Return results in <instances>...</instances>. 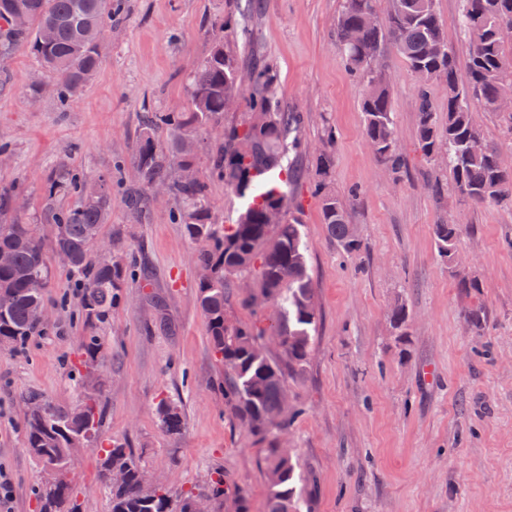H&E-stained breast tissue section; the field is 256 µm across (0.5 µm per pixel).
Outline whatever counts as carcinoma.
I'll return each mask as SVG.
<instances>
[{
    "instance_id": "carcinoma-1",
    "label": "carcinoma",
    "mask_w": 512,
    "mask_h": 512,
    "mask_svg": "<svg viewBox=\"0 0 512 512\" xmlns=\"http://www.w3.org/2000/svg\"><path fill=\"white\" fill-rule=\"evenodd\" d=\"M114 0H0V55L25 47L38 67L55 77L53 94L66 110L76 93L97 72L101 45L112 21ZM377 0H344L336 17V45L342 61L364 87L361 111L365 139L378 162L398 179L405 158L393 123L390 86L376 61L383 46L392 43L404 59L417 88L416 145L421 156L448 169L451 189L476 204L493 202L512 209V167L501 150L487 140L474 149L472 136L479 126L476 113H496L512 135V111L498 109L505 85L512 84V0H462L458 18L467 47V79L458 80L457 58L448 45L436 0H391L384 20L374 21ZM257 0H238L233 44L216 40L190 76L188 107L182 112H154L141 129L131 162L143 186L125 197L137 218L154 203L152 188L164 185L167 195L181 201L176 214L188 239L197 245L195 261L207 276L199 278L197 300L206 319L209 344L224 366L227 414L257 439L266 442L263 471L268 485L266 512H300L303 476L278 436L290 428L294 410L288 404L286 377L302 373L320 325L302 224L295 217L267 223L272 210L302 207L295 187L304 173L298 163L283 165L300 152L303 114L283 105L279 74L268 63L244 69L240 52L253 41L250 19ZM51 30L50 40L43 38ZM248 72L249 81L240 74ZM443 80L448 93V120L437 121L432 86ZM233 96L244 109L235 122L224 121L225 99ZM170 134L167 142L157 129ZM214 129L221 139L207 148L206 174L180 178L182 169L196 168L198 146L193 133ZM333 136L315 161L314 189L323 223L336 247L346 255L360 251V239L348 222L346 203L330 186L334 165ZM241 200L230 224L218 225L212 216L211 187ZM75 194L74 207H48L55 251L69 256L68 269L80 289L84 321L92 328L106 323L122 291L129 287L133 252L120 239L112 252L98 254L94 241L112 214V180L90 186L79 175L63 170L47 187V198ZM464 228L452 218L434 225L435 244L448 270L458 267L457 246ZM0 252L9 255L0 265V346L21 350L43 331L35 311L45 306L44 289L31 282L48 281L41 238L36 224H0ZM249 314L241 318L234 308ZM464 318L477 336L484 334L487 315L480 306H468ZM277 336L272 354L263 338ZM87 375L101 360L97 337L83 346ZM35 404L25 418L24 445L42 468L58 470L57 482L38 489L39 512H80L66 480L75 449L97 442L100 420L98 397L87 389L74 405L61 406L36 392L23 395ZM157 423L167 434L183 427L179 405L163 400ZM126 465L122 485L107 481L108 468ZM99 478L108 490L110 512H196L205 494L211 512H247L245 492L231 485L221 470L211 473L202 488L176 491L170 486L142 485V465L132 449L118 442L98 448Z\"/></svg>"
}]
</instances>
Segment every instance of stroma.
<instances>
[{
  "mask_svg": "<svg viewBox=\"0 0 512 512\" xmlns=\"http://www.w3.org/2000/svg\"><path fill=\"white\" fill-rule=\"evenodd\" d=\"M236 0H122L106 30L101 64L68 111L51 79L25 50L0 58V192L26 208L0 209V224H35L47 240L51 278L44 335L20 351L0 347V466L14 482L13 512H38L45 474L24 447L20 398L37 391L70 405L86 385L102 409L99 438L133 448L142 465L171 487H203L221 470L248 494L249 512H266L262 444L224 413L216 384L222 368L197 302L195 246L173 215L176 200H156L145 219L112 204L104 238L119 232L146 277L134 280L109 322L89 328L66 267L49 242L44 190L62 165L87 183L112 181L114 193L138 187L130 158L151 112L186 108L187 74L210 50L208 18ZM343 0H260L252 56L280 74L286 108L304 113L312 169L324 128L334 132L332 186L361 242L356 255L329 241L320 208L304 195V226L321 324L304 373L288 379L298 413L284 447L305 476L309 512H512V210L474 205L447 190L445 169L416 149L414 79L392 47L383 63L407 172L380 166L364 137L362 85L345 69L334 33ZM41 84L38 99L28 89ZM454 214L464 233L461 268L480 281L464 296L436 249L433 226ZM405 301L397 335L389 312ZM482 305L483 335L465 324V305ZM98 337L105 362L93 378L79 363L86 336ZM180 405L179 434L163 433L161 399ZM97 451L76 455L67 474L81 512H109L96 480Z\"/></svg>",
  "mask_w": 512,
  "mask_h": 512,
  "instance_id": "stroma-1",
  "label": "stroma"
}]
</instances>
